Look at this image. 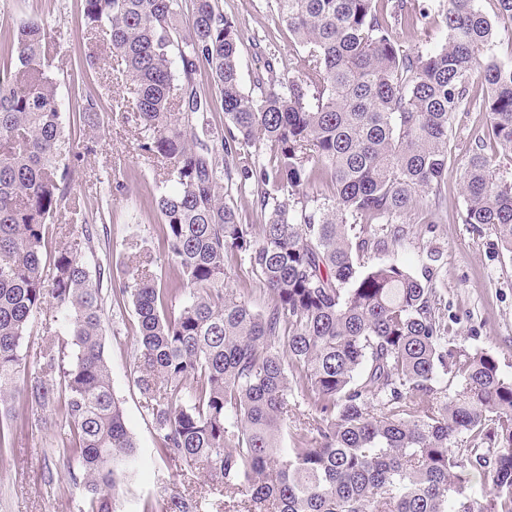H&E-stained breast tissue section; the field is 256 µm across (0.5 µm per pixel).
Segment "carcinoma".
Wrapping results in <instances>:
<instances>
[{
    "mask_svg": "<svg viewBox=\"0 0 512 512\" xmlns=\"http://www.w3.org/2000/svg\"><path fill=\"white\" fill-rule=\"evenodd\" d=\"M83 0L89 35L108 37L132 86L140 149L166 170L153 204L169 272L139 266L112 289L132 302L137 384L160 451L184 469L243 488L251 512H512V376L488 351L448 338L435 291L397 261L369 264L385 223L420 193L448 183V131L457 112L488 115L468 149L463 222L490 227L512 256V181L494 175L487 142L512 155V64L479 62L497 28L476 0H446L445 42L408 52L393 28L431 15L419 0H277L303 48L294 75L264 64L260 93L243 89L238 31L215 0ZM53 37L22 20L0 59V448L22 391L61 414L77 512H114L140 464L112 393L104 356L101 279L81 257L92 229L57 243L52 219L84 154L67 146L57 100ZM211 70L224 133L197 91ZM182 78H177L176 70ZM265 145L270 162L237 167L240 187L270 207L260 239L226 199L218 157ZM320 179L332 195L307 188ZM53 252L52 273L43 257ZM238 258L272 295L263 312L229 286ZM62 330L45 328L24 388L21 348L47 300ZM304 433L280 441L288 416ZM478 475L492 491L470 492Z\"/></svg>",
    "mask_w": 512,
    "mask_h": 512,
    "instance_id": "obj_1",
    "label": "carcinoma"
}]
</instances>
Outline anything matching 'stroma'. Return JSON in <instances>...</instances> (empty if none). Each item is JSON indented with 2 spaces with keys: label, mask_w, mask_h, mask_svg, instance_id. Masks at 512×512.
<instances>
[{
  "label": "stroma",
  "mask_w": 512,
  "mask_h": 512,
  "mask_svg": "<svg viewBox=\"0 0 512 512\" xmlns=\"http://www.w3.org/2000/svg\"><path fill=\"white\" fill-rule=\"evenodd\" d=\"M218 7L239 32V69L246 91H254L263 57L275 56L280 73L293 69L301 48L280 21L276 0H218ZM30 16L48 21L61 56L74 65L57 76L58 98L66 138L76 150L93 149L70 184L93 229L82 250L90 271L102 268L118 274L133 268L139 246L150 249L159 266H167L161 220L152 204L162 174L142 156L144 135L134 119L115 109L128 95L118 78L116 57L106 41L88 38L82 0H0V40ZM79 97L96 103L92 116L73 111ZM486 123L483 112L456 114L450 131L454 157L441 199L423 195L397 219L399 241L372 251L370 260L402 262L433 288L438 313L458 346L489 351L502 372L512 376V258L491 229L462 221L468 148ZM105 317L112 389L142 463L117 497L115 512H141L147 498L158 501L163 512H179V499L189 496L201 501V512L240 505L243 494H225L223 485L205 474L184 471L160 456L153 418L135 383L134 308L109 302ZM11 412L18 426L12 447L0 451V512H74L84 488L69 480L57 454L62 438L45 425L48 411L21 395Z\"/></svg>",
  "instance_id": "1"
}]
</instances>
